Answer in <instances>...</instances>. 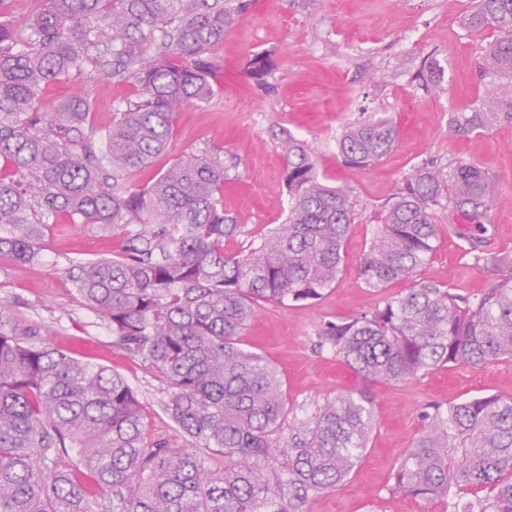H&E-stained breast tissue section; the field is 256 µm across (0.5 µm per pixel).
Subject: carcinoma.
Instances as JSON below:
<instances>
[{
  "label": "carcinoma",
  "mask_w": 512,
  "mask_h": 512,
  "mask_svg": "<svg viewBox=\"0 0 512 512\" xmlns=\"http://www.w3.org/2000/svg\"><path fill=\"white\" fill-rule=\"evenodd\" d=\"M16 2L0 0V163L10 170L0 174V256L32 262L44 224L59 215L123 231L116 254L72 282L112 347L166 383L164 411L190 447L146 435L141 400L119 373L32 340L30 328L1 331L0 512H90L96 489L100 512H303L310 496L341 489L368 448L373 396L355 388L301 419L240 335L256 307L313 302L334 287L359 221L353 188L328 183L305 141L282 131L284 218L228 252L244 230L224 211L233 165L219 153L188 152L153 182L132 184L167 150L176 112L209 102V52L250 0H37L21 22ZM466 26L497 31L481 51L490 81L479 103L450 118L454 131L473 134L512 122V0H475ZM276 67L267 52L246 62L265 89ZM110 77L135 94L103 130L86 95L42 103L55 80ZM418 77L437 90L445 68L433 61ZM396 140L393 120L372 113L347 123L336 148L367 169ZM495 191L471 162L413 165L375 208L357 276L376 292L395 281L414 287L321 319L314 350L395 384L448 364L511 359V257L468 237L467 254L493 280L480 295L420 277L438 221L450 213L492 223ZM421 419L388 498L512 512V398L433 402Z\"/></svg>",
  "instance_id": "obj_1"
}]
</instances>
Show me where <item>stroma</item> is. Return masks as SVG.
Wrapping results in <instances>:
<instances>
[{
	"instance_id": "1",
	"label": "stroma",
	"mask_w": 512,
	"mask_h": 512,
	"mask_svg": "<svg viewBox=\"0 0 512 512\" xmlns=\"http://www.w3.org/2000/svg\"><path fill=\"white\" fill-rule=\"evenodd\" d=\"M470 6V0H313L307 7L299 0H251L211 53L216 65L211 101L205 108L178 112L167 152L134 177L138 185L152 182L190 151L206 148L233 156L237 167L224 184V207L253 236L280 223L287 204L285 156L277 139L284 128L308 144L320 173L334 184L353 187L363 205L364 221L351 227L335 287L310 305L258 310L241 335L244 348L276 369L288 402L299 413L313 414L327 399L362 386L374 397V426L363 458L342 490L311 497L305 512H445L439 501H390L383 492L422 431L424 405L489 394L512 397V361L488 367L451 364L399 385L369 383L334 356L316 354L311 345L322 317L361 313L383 296L412 288V281H398L374 292L358 279L357 265L371 231L368 217L416 162L458 157L498 182L493 223L478 228L457 215L442 219L441 228L453 226L457 232L441 236L423 277L480 294L490 283L466 256L465 236L483 237L486 252L512 254V122L471 135L449 126L451 113L481 96L480 47L493 39L492 31L465 28ZM412 30L420 38L404 47ZM266 51L274 54L277 69L264 90L247 73L246 61ZM430 55L445 68L436 92L423 90L413 79ZM84 93L96 101L94 123L104 128L132 87L112 79H61L47 86L43 102ZM365 112L387 113L398 140L379 163L359 170L342 161L336 137L348 120ZM119 242L118 234L100 225L71 224L58 216L47 224L32 263L0 257V307L10 310L14 323L34 328L38 341L120 373L141 398L148 432L173 438L177 432L162 408L165 383L112 349L106 329L84 306L70 278L78 267L111 256Z\"/></svg>"
}]
</instances>
